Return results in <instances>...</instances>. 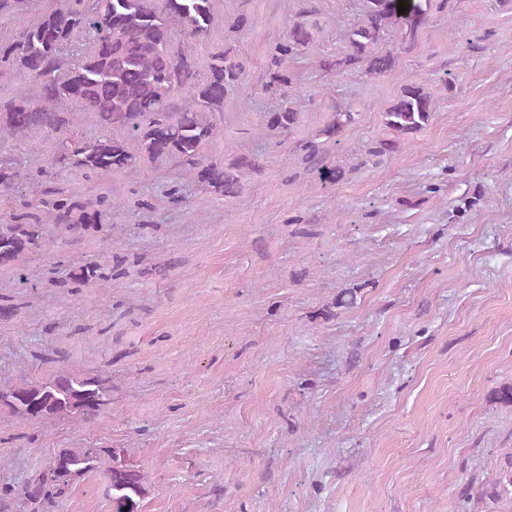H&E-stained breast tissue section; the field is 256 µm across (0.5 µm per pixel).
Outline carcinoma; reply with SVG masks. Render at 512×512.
Wrapping results in <instances>:
<instances>
[{
    "label": "carcinoma",
    "instance_id": "carcinoma-1",
    "mask_svg": "<svg viewBox=\"0 0 512 512\" xmlns=\"http://www.w3.org/2000/svg\"><path fill=\"white\" fill-rule=\"evenodd\" d=\"M303 16L292 22L286 36L274 43L267 62L263 90L280 99L269 113L268 125L290 132L300 121L293 105L294 90L288 62L314 45L322 32L315 0H306ZM430 0H410L398 13V0H364L363 18L341 25L344 52L322 61L339 75L356 69L370 78L391 75L396 54L417 40L419 17ZM32 0H0V19L25 15ZM215 27L214 0H54L13 41H0V79L25 74L38 82V94L18 92L0 101V138H22L42 133L59 142L51 166L79 169L85 176L102 177L137 167L141 162L176 160L211 193L235 197L244 180L259 170V163L240 155L229 163L210 161L202 149L217 134L206 113L220 112L246 77L244 61L228 47L210 53L205 71L194 46ZM399 41L387 44L391 29ZM87 40L86 51L70 58V47ZM76 104L72 112L68 105ZM437 100L422 83L405 85L382 112L386 137L374 153L395 152L400 140L428 125ZM92 116L108 134L90 140L73 138L79 114ZM354 113L337 106L321 130L328 141H339ZM310 171L335 181L341 176L316 150L307 156ZM38 183V202L25 203L0 224V265L20 263L42 246V226L66 224L80 234L98 232L114 201L102 193L82 202L52 182V174L38 169L26 176L0 162V190H19L18 180ZM80 285L111 287L112 275L97 265L79 266L73 273ZM110 386L99 376L54 375L38 383L21 382L0 387V408L28 421L70 418L88 422L109 403ZM64 468L49 466L34 481L10 491L26 500L60 496L73 483V474L104 471L112 512H139L145 493L143 470L126 460L123 448L64 449ZM495 501L512 495V448L504 465L482 490Z\"/></svg>",
    "mask_w": 512,
    "mask_h": 512
}]
</instances>
